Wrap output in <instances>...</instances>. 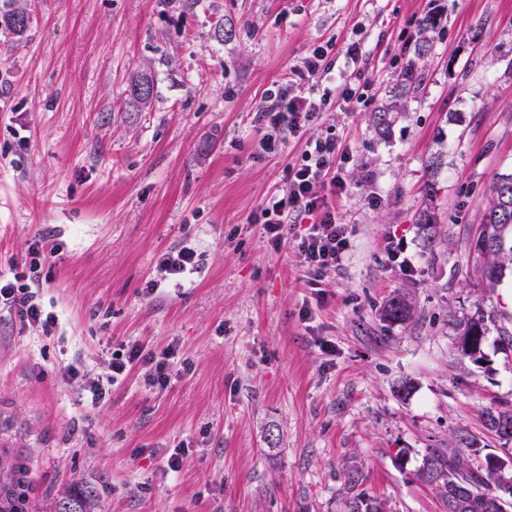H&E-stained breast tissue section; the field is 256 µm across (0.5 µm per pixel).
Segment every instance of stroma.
Wrapping results in <instances>:
<instances>
[{
  "mask_svg": "<svg viewBox=\"0 0 512 512\" xmlns=\"http://www.w3.org/2000/svg\"><path fill=\"white\" fill-rule=\"evenodd\" d=\"M27 3L26 34L0 42V271L47 239L38 296L56 319L48 333L0 310V445L29 463L28 512L76 480L99 512H347L352 470L384 512H446L418 477L429 449L465 433L512 455L482 417L512 409V278L482 283L471 247L512 170V0H201L182 15L162 0ZM354 43L371 97L260 153L251 117L267 90L319 45L344 72ZM408 63L416 89L379 135L373 114ZM147 66L158 94L128 111ZM326 137L350 155L328 196L349 246L315 276L297 248L306 220L289 217L274 248L249 217ZM436 154L426 235L414 214ZM389 238L410 268L388 260ZM185 243L197 269L147 293ZM403 292L410 320L382 322ZM477 314L480 363L451 323ZM136 340L179 345L190 364L164 388L143 367L113 380V353ZM87 376L110 383L99 405Z\"/></svg>",
  "mask_w": 512,
  "mask_h": 512,
  "instance_id": "35a3bbf8",
  "label": "stroma"
}]
</instances>
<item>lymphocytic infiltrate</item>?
I'll return each mask as SVG.
<instances>
[{"mask_svg": "<svg viewBox=\"0 0 512 512\" xmlns=\"http://www.w3.org/2000/svg\"><path fill=\"white\" fill-rule=\"evenodd\" d=\"M333 62L328 48L315 47L304 57L300 67L291 70L285 82L269 90L265 106L253 117L263 152H279L286 135L298 134L317 112L335 100L348 104L367 97L369 84L356 83L349 78L334 84ZM348 158L347 151L336 140L327 138L310 143L300 160L288 166L286 191L268 195L253 217L254 223L262 225L268 244L276 248L284 237L289 215L312 216L314 222L301 236L298 249L308 268L317 274L340 265L348 248L347 227L337 223L322 193L326 187H341V170ZM51 253L47 240H36L29 250L27 280L0 274V305L13 310L21 321L45 328L51 327L54 319L43 316L32 285L37 282L38 272ZM177 354V348L171 347L157 356L147 345L135 341L126 346L124 353L113 357L112 375L118 378L137 366L146 365L150 368L148 385L162 388L169 381L168 362Z\"/></svg>", "mask_w": 512, "mask_h": 512, "instance_id": "f902f5d3", "label": "lymphocytic infiltrate"}]
</instances>
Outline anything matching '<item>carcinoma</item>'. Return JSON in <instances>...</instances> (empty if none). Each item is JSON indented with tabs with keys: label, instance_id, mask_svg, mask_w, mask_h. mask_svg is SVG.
<instances>
[{
	"label": "carcinoma",
	"instance_id": "1",
	"mask_svg": "<svg viewBox=\"0 0 512 512\" xmlns=\"http://www.w3.org/2000/svg\"><path fill=\"white\" fill-rule=\"evenodd\" d=\"M28 13V5L21 0H3L0 4V33L4 37H20L26 31L24 27H16L14 16L16 11ZM139 79L130 82L127 88L128 105L139 109L150 105L156 96L154 79H149V88L146 94L138 93ZM442 168V158L434 155L426 164L425 181L422 193L424 206L414 215V222L423 231L433 229L438 223L436 205L434 199L437 196V184ZM493 196L489 207L481 216V223L491 226L496 232V243L490 248L477 253L480 263L479 272L481 279L490 285L499 284L506 275V270L512 268V173L501 174L497 177ZM411 305L406 296L400 295L388 301L380 312L382 321L388 324L404 323L410 318ZM458 335L478 333L482 336L487 333V325L484 316L467 317L459 319L455 323ZM484 424L494 430L507 425L512 426V409L498 410L490 407L483 412ZM500 471L496 464V456L488 454L484 462L477 467H472L459 448L444 450L432 448L425 455L422 468L418 477L436 484L439 489H446L448 495V512H486L484 498L491 491L490 482ZM466 484L474 497L467 500L468 507L459 506L456 497L457 486ZM358 477L348 475L347 489L350 496L346 502L348 512H370L367 506L365 492L355 491ZM6 509L0 512H25L27 495L23 480H17L13 485L4 490ZM70 501L76 505L75 512H95L98 507V495L96 488L86 482L76 481L57 498V502L51 505V512H57V503Z\"/></svg>",
	"mask_w": 512,
	"mask_h": 512
}]
</instances>
